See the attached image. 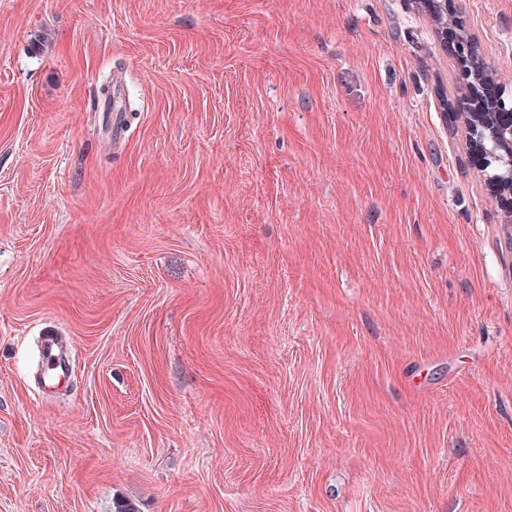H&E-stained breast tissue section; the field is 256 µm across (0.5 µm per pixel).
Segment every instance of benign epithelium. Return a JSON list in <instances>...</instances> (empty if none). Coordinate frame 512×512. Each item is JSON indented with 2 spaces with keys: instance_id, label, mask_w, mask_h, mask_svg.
I'll use <instances>...</instances> for the list:
<instances>
[{
  "instance_id": "7a95c632",
  "label": "benign epithelium",
  "mask_w": 512,
  "mask_h": 512,
  "mask_svg": "<svg viewBox=\"0 0 512 512\" xmlns=\"http://www.w3.org/2000/svg\"><path fill=\"white\" fill-rule=\"evenodd\" d=\"M464 123L480 167L496 166L487 184L512 215V102L501 98L494 112H468Z\"/></svg>"
}]
</instances>
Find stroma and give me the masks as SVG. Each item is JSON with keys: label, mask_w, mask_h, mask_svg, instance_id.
I'll list each match as a JSON object with an SVG mask.
<instances>
[{"label": "stroma", "mask_w": 512, "mask_h": 512, "mask_svg": "<svg viewBox=\"0 0 512 512\" xmlns=\"http://www.w3.org/2000/svg\"><path fill=\"white\" fill-rule=\"evenodd\" d=\"M448 17L512 97V0ZM469 96L419 0H0V512H512ZM40 383L44 390H55L66 386L72 377L63 349L67 340L59 336L56 330L50 329L40 337Z\"/></svg>", "instance_id": "35a3bbf8"}]
</instances>
